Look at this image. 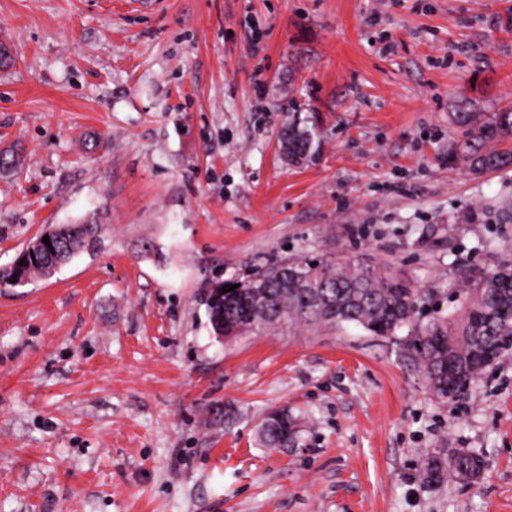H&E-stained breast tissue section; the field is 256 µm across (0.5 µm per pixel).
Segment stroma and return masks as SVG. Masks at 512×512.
Listing matches in <instances>:
<instances>
[{
	"instance_id": "obj_1",
	"label": "stroma",
	"mask_w": 512,
	"mask_h": 512,
	"mask_svg": "<svg viewBox=\"0 0 512 512\" xmlns=\"http://www.w3.org/2000/svg\"><path fill=\"white\" fill-rule=\"evenodd\" d=\"M150 2L0 0V268L57 224L103 240L0 288V512H512V348L451 400L406 336L225 342L206 306L331 255L399 270L424 323L512 260V168L448 161L458 101L512 105V0ZM276 407L298 447L257 444ZM456 453L481 475L422 477Z\"/></svg>"
}]
</instances>
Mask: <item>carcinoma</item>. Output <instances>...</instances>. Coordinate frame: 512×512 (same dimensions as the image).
I'll return each mask as SVG.
<instances>
[{"mask_svg":"<svg viewBox=\"0 0 512 512\" xmlns=\"http://www.w3.org/2000/svg\"><path fill=\"white\" fill-rule=\"evenodd\" d=\"M454 123L464 137L448 146V161H461L474 175H483L512 166V109L497 112H471L466 107L453 114ZM295 143L291 160L310 153L309 131L288 126ZM86 231L75 224L68 230L69 248L60 256L64 262L81 251L100 248L97 238H85ZM296 268L297 279L281 285L272 280L271 266L256 269L243 287L265 289L271 294L275 315L261 319L256 334L268 333L283 325L290 327H327L352 323L373 336L392 337L403 327L413 331L417 361L433 393L448 386V340L454 341L455 358L463 363L471 353L470 337L501 351L512 345V265L502 263L488 273L471 272L460 276L458 292L461 313L455 312L416 325L415 313L419 289L389 266L347 263L335 258L302 259ZM44 262L30 261L20 273L0 270V285H22L45 277ZM224 299L211 294L207 303L212 329L225 324ZM299 434L298 418L290 411L278 415L269 411L257 428V442L264 448H290ZM483 460L459 453L440 463L426 462L422 472L430 480L440 481L466 471L477 477Z\"/></svg>","mask_w":512,"mask_h":512,"instance_id":"obj_1","label":"carcinoma"}]
</instances>
